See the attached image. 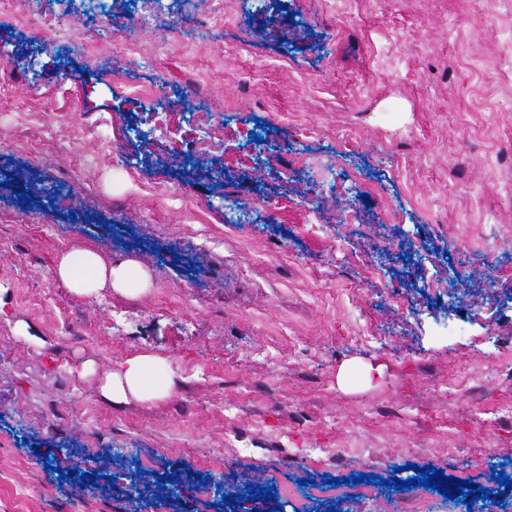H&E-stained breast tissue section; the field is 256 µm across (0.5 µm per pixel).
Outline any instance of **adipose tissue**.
Masks as SVG:
<instances>
[{"label":"adipose tissue","instance_id":"ef3b65f1","mask_svg":"<svg viewBox=\"0 0 512 512\" xmlns=\"http://www.w3.org/2000/svg\"><path fill=\"white\" fill-rule=\"evenodd\" d=\"M57 276L78 293L110 288L119 293H142L150 286V273L139 261L110 262L88 250H69L61 254ZM173 380L165 359L140 354L122 361L109 374L102 388L105 398L114 403L145 400L169 394Z\"/></svg>","mask_w":512,"mask_h":512}]
</instances>
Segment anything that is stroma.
Returning a JSON list of instances; mask_svg holds the SVG:
<instances>
[{
	"label": "stroma",
	"mask_w": 512,
	"mask_h": 512,
	"mask_svg": "<svg viewBox=\"0 0 512 512\" xmlns=\"http://www.w3.org/2000/svg\"><path fill=\"white\" fill-rule=\"evenodd\" d=\"M222 3L220 27L198 0L117 15L130 82L160 98L71 53L95 18L56 33L63 60L26 57L43 32L0 20V512H396L415 495L512 512L492 476L512 480V0H288L272 19ZM160 107L168 134L127 142ZM216 125L220 159L170 165ZM254 125L271 138L243 147ZM71 249L140 261L151 286L74 292L55 273ZM21 290L56 296L83 339ZM141 353L169 362L170 394L104 399ZM418 466L492 497L404 488ZM358 473L384 478L372 499L311 494Z\"/></svg>",
	"instance_id": "stroma-1"
}]
</instances>
